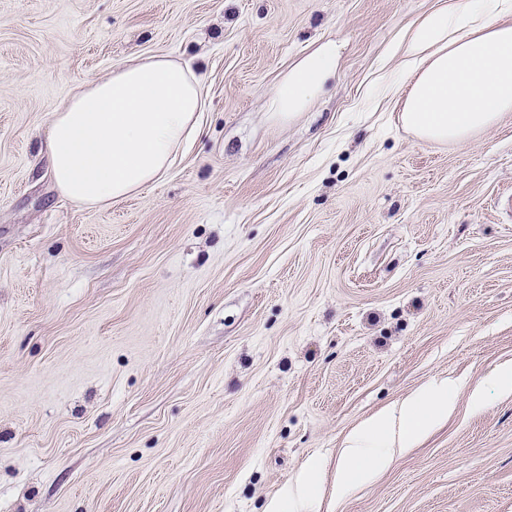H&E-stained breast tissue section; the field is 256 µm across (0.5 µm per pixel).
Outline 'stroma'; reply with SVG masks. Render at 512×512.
<instances>
[{"instance_id":"35a3bbf8","label":"stroma","mask_w":512,"mask_h":512,"mask_svg":"<svg viewBox=\"0 0 512 512\" xmlns=\"http://www.w3.org/2000/svg\"><path fill=\"white\" fill-rule=\"evenodd\" d=\"M451 0H0V512H265L315 455L437 375L456 412L304 512H512V112L467 142L398 119L401 45ZM334 79L280 123L325 40ZM168 55L201 131L89 209L48 167L51 115ZM338 49L335 41H325L297 61L274 85L267 108L280 122H288L305 112L336 75Z\"/></svg>"}]
</instances>
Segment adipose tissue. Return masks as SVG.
<instances>
[{
	"label": "adipose tissue",
	"mask_w": 512,
	"mask_h": 512,
	"mask_svg": "<svg viewBox=\"0 0 512 512\" xmlns=\"http://www.w3.org/2000/svg\"><path fill=\"white\" fill-rule=\"evenodd\" d=\"M512 0H488L483 16L465 0L429 14L404 47L413 60L404 125L421 138L463 142L512 112ZM334 41L319 44L274 85L267 108L288 122L318 99L336 74ZM203 93L193 70L167 55L124 63L89 83L51 117L47 155L58 191L88 208L111 204L157 182L201 124ZM456 386L435 378L363 421L336 462L337 494L367 482L416 447L454 411ZM318 463L306 465L272 500L286 512L318 486Z\"/></svg>",
	"instance_id": "1"
}]
</instances>
